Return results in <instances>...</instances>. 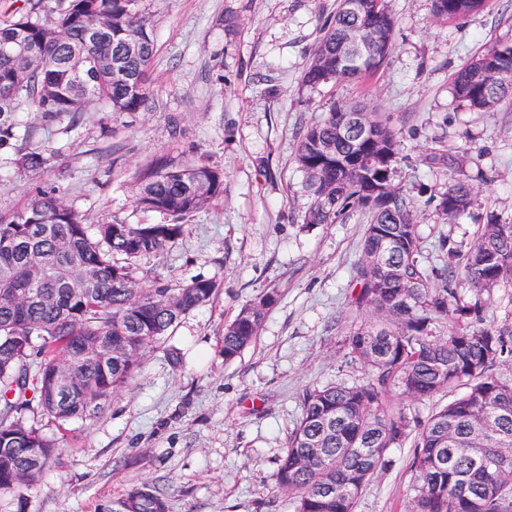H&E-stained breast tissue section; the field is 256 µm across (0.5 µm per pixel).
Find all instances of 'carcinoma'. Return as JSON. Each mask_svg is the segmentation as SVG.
Instances as JSON below:
<instances>
[{"mask_svg": "<svg viewBox=\"0 0 512 512\" xmlns=\"http://www.w3.org/2000/svg\"><path fill=\"white\" fill-rule=\"evenodd\" d=\"M486 0H432L433 15L460 19ZM397 20L386 0H340L306 64L318 86L376 74L392 48ZM369 43L358 66H336L346 41ZM156 52L144 0H27L0 22V146L17 136L14 113L32 105L46 116L100 103L141 112ZM454 94L489 111L512 98V42H495L454 74ZM360 106L333 103L297 136L295 159L311 196L308 224L366 217L361 255L351 269L340 350L361 366L356 382L312 386L272 474L290 512H355L388 451L413 442L415 496L410 512H512V377L496 372L512 358V329L487 323L484 294L512 282V224L494 215L474 245L459 251L441 239L443 266L427 269L412 203L395 176L402 161L395 131L365 113L368 135L340 137ZM52 155L31 151L22 168ZM448 170L437 210L448 220L472 207L475 189L463 158L432 152ZM224 192V173L205 163L159 160L138 179L137 202L161 224L92 226L53 192L28 196L0 213V492L32 486L56 455L55 443L26 423L37 406L64 424L95 415L138 372L145 350L169 336L217 293L213 279L171 288L139 275L137 261L172 248L185 220ZM468 286V296L459 284ZM278 295L266 290L224 323V361L251 345ZM465 391L421 420L392 402ZM165 499L132 491L127 512H166Z\"/></svg>", "mask_w": 512, "mask_h": 512, "instance_id": "1", "label": "carcinoma"}]
</instances>
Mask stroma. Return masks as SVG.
I'll return each instance as SVG.
<instances>
[{
	"mask_svg": "<svg viewBox=\"0 0 512 512\" xmlns=\"http://www.w3.org/2000/svg\"><path fill=\"white\" fill-rule=\"evenodd\" d=\"M339 0H147L157 51L143 112L97 106L47 120L17 113L32 141L0 147V211L53 190L89 224H158L135 204L137 179L154 159L203 161L224 172V193L187 219L171 250L143 270L179 287L215 280L213 302L150 348L140 371L102 412L59 425L41 412L28 423L60 451L36 484L0 494V512H125L135 488L163 491L166 512H289L272 479L301 412L305 388L361 378L339 350L338 320L350 293L366 218L309 224L305 177L294 161L304 126L332 101L365 103L398 132L396 182L412 198L426 267L442 265L449 236L473 245L478 217L512 222V100L489 112L455 99L454 72L491 44L512 41V0H487L439 20L431 0H389L398 19L384 67L359 82L316 88L302 71ZM51 165L21 171L31 145ZM441 147L468 155L472 208L443 222L434 195L448 181L423 157ZM279 293L256 342L232 362L224 323L261 291ZM414 449H391L356 512H406L414 496Z\"/></svg>",
	"mask_w": 512,
	"mask_h": 512,
	"instance_id": "stroma-1",
	"label": "stroma"
}]
</instances>
